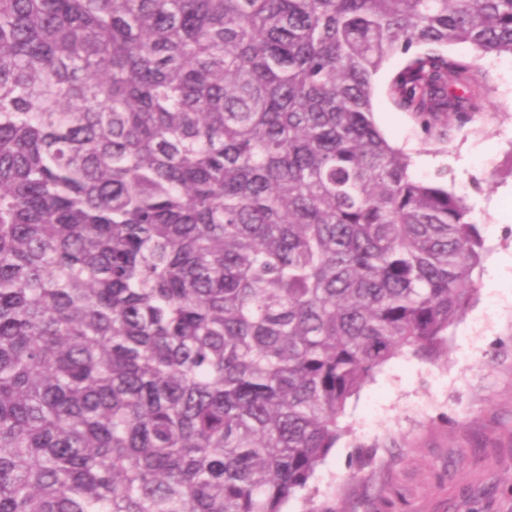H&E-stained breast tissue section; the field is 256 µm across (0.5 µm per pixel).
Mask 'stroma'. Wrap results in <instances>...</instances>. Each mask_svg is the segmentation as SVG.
<instances>
[{
  "label": "stroma",
  "instance_id": "1",
  "mask_svg": "<svg viewBox=\"0 0 512 512\" xmlns=\"http://www.w3.org/2000/svg\"><path fill=\"white\" fill-rule=\"evenodd\" d=\"M479 61L492 92L443 143L388 97L400 58L374 80V121L411 154L413 175L474 210L488 248L478 299L451 329L447 360H392L349 400V434L287 512H512V297L483 286L497 265L512 290V56Z\"/></svg>",
  "mask_w": 512,
  "mask_h": 512
}]
</instances>
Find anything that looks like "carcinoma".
Instances as JSON below:
<instances>
[{
    "mask_svg": "<svg viewBox=\"0 0 512 512\" xmlns=\"http://www.w3.org/2000/svg\"><path fill=\"white\" fill-rule=\"evenodd\" d=\"M512 0H0V512H286L487 253L416 179Z\"/></svg>",
    "mask_w": 512,
    "mask_h": 512,
    "instance_id": "cac0c4a2",
    "label": "carcinoma"
}]
</instances>
